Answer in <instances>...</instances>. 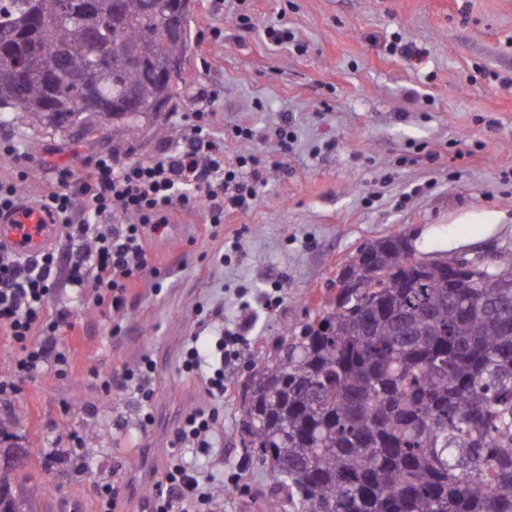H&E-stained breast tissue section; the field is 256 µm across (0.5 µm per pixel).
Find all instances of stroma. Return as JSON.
<instances>
[{"label":"stroma","mask_w":512,"mask_h":512,"mask_svg":"<svg viewBox=\"0 0 512 512\" xmlns=\"http://www.w3.org/2000/svg\"><path fill=\"white\" fill-rule=\"evenodd\" d=\"M241 13L252 30L236 25ZM273 26L295 42H270ZM214 28L221 37L203 39ZM191 33L177 111L143 120L132 138L113 137L108 125L85 138L23 112L0 114V136L31 159L22 189L30 202L59 170L80 171L99 153L162 157L183 136L179 113L205 106L216 86L212 128L225 158L254 154L264 165L255 206L226 214L219 235L201 213L172 211L148 237V266L123 311L74 299L59 280L48 311H71L57 336L71 371H47L0 400V448L29 449L36 479L50 487L34 512H97L101 480L118 492L116 512H151L181 419L211 403L202 380L183 372L182 351L245 313L254 326L226 372L223 414L202 463L239 477L240 490L215 512H291L244 446L243 400L275 347L335 296L340 267L371 241L413 240L427 228L447 238L449 255L512 260V0H197ZM396 33L422 56L389 54ZM286 120L294 139L285 149ZM238 125L256 138L229 140ZM272 287L281 301L269 311L260 297ZM144 359L154 364L151 400L132 382L104 388L103 376ZM72 428L94 449L89 462L69 458Z\"/></svg>","instance_id":"1"}]
</instances>
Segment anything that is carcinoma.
<instances>
[{
	"label": "carcinoma",
	"instance_id": "carcinoma-1",
	"mask_svg": "<svg viewBox=\"0 0 512 512\" xmlns=\"http://www.w3.org/2000/svg\"><path fill=\"white\" fill-rule=\"evenodd\" d=\"M159 0H0V110L39 123L134 136L142 117L167 112L186 58L193 10L161 31ZM106 40L142 60L102 56ZM398 235L374 240L345 266L357 288L301 328L251 378L248 447L304 512H512V260L476 267L447 256L409 265ZM24 483L6 512H30L48 493L0 467V486Z\"/></svg>",
	"mask_w": 512,
	"mask_h": 512
}]
</instances>
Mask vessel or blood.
<instances>
[{
  "label": "vessel or blood",
  "mask_w": 512,
  "mask_h": 512,
  "mask_svg": "<svg viewBox=\"0 0 512 512\" xmlns=\"http://www.w3.org/2000/svg\"><path fill=\"white\" fill-rule=\"evenodd\" d=\"M61 233L35 206L19 205L10 213L0 214V243L21 256L43 252Z\"/></svg>",
  "instance_id": "b4317fda"
}]
</instances>
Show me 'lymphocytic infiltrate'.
<instances>
[{
  "label": "lymphocytic infiltrate",
  "mask_w": 512,
  "mask_h": 512,
  "mask_svg": "<svg viewBox=\"0 0 512 512\" xmlns=\"http://www.w3.org/2000/svg\"><path fill=\"white\" fill-rule=\"evenodd\" d=\"M186 133L174 151L151 161H126L103 153L78 173L60 170L52 189L38 206L62 224L68 245L59 252L33 257L17 255L0 245V329L16 350L12 374L0 378V396L16 393L20 382L36 380L47 370L67 375L70 356L58 347L56 334L70 312L58 310L46 318L58 278H66L77 294H93L97 306L120 312L130 286L148 264L147 235L169 222L171 208L203 210L211 229L221 228L227 211L250 210L259 193L257 156L228 160L213 138L212 113L207 109L183 113ZM0 159L9 176H0V213L21 201L28 179L29 158L14 139H0ZM250 320L220 329L213 346L194 344L182 354L189 376H201L204 364L219 359L211 375L202 376L216 407L186 414L176 433L164 478L151 512H212L216 502L210 478L186 459L185 449L211 448L224 399V365L238 358L246 345Z\"/></svg>",
  "instance_id": "1"
}]
</instances>
